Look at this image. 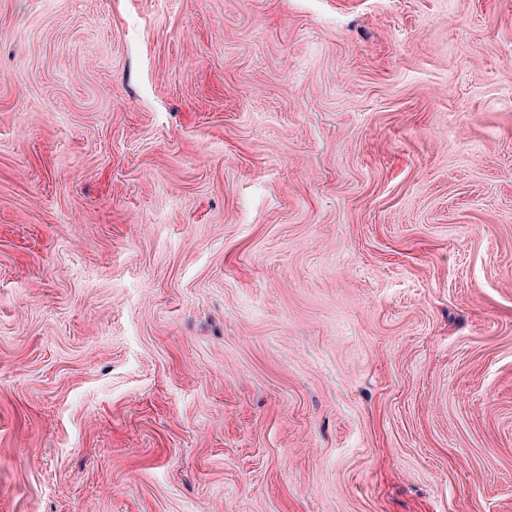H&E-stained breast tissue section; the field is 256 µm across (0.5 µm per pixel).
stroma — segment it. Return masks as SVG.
I'll list each match as a JSON object with an SVG mask.
<instances>
[{
  "label": "stroma",
  "instance_id": "obj_1",
  "mask_svg": "<svg viewBox=\"0 0 512 512\" xmlns=\"http://www.w3.org/2000/svg\"><path fill=\"white\" fill-rule=\"evenodd\" d=\"M0 512H512V0H0Z\"/></svg>",
  "mask_w": 512,
  "mask_h": 512
}]
</instances>
